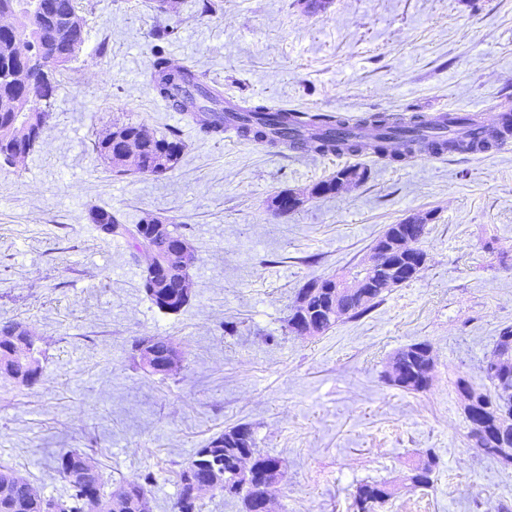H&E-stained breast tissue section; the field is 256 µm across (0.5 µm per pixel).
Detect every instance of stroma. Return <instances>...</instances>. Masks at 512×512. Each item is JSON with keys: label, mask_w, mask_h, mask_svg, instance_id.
<instances>
[{"label": "stroma", "mask_w": 512, "mask_h": 512, "mask_svg": "<svg viewBox=\"0 0 512 512\" xmlns=\"http://www.w3.org/2000/svg\"><path fill=\"white\" fill-rule=\"evenodd\" d=\"M77 0L86 41L58 75L41 147L0 169V325L19 322L41 352L42 380L0 376V466L45 496L67 484L56 457L86 454L108 487L155 479L151 512H175L178 474L224 428L251 424L286 477L271 512H357L363 483L395 488L382 512H497L512 506V466L473 448L457 377L483 383L500 330L512 325V137L477 154L320 156L240 138L211 139L153 90L155 52L240 102L353 118L368 112H464L493 121L512 100V0ZM179 132L166 177L118 176L92 150L113 122ZM347 166L364 181L313 187ZM305 194L296 211L268 199ZM98 205L129 222L182 225L194 250L185 311L158 310L121 240L102 239ZM428 218L420 277L362 316L303 337L287 327L312 278L368 261L388 225ZM237 328L234 335L225 325ZM143 336L185 352L166 376L135 366ZM426 341L427 390L383 373ZM433 485L405 476L422 454Z\"/></svg>", "instance_id": "stroma-1"}]
</instances>
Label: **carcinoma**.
<instances>
[{
	"label": "carcinoma",
	"instance_id": "1",
	"mask_svg": "<svg viewBox=\"0 0 512 512\" xmlns=\"http://www.w3.org/2000/svg\"><path fill=\"white\" fill-rule=\"evenodd\" d=\"M0 7L10 9L15 24L0 28V127L15 126V145H28V153L39 147L41 138H32L26 131V111L17 108L16 100L28 97V92L45 83L49 91H55L54 75L67 67L85 42V18L79 13L76 0H0ZM23 42L28 54L46 56L52 63H44L45 70L36 72L18 54L17 42ZM150 82L156 93L173 102L189 121H196L197 113L205 111L198 105L196 97L185 93L174 98V92L184 85L197 86L196 73L188 67L173 65L169 59L157 52L150 69ZM240 119L243 124L240 134L271 147L305 145L318 155L358 154L366 142L362 130L372 132L370 137L374 154L391 161L405 159L407 153H394L390 144L420 145L437 152L468 153L478 146L459 137L458 127L469 124L470 118L454 113L446 115L448 135L439 133L440 125L423 116L413 115L407 119H394L383 113H371L353 123L342 116L317 114L307 118L299 112H270L263 105L243 104ZM200 131L212 138L224 135V116L215 112L206 122L200 124ZM132 145L137 149L135 173L145 176L162 177L171 172L179 162L185 145L176 131L156 133L135 122L114 123L93 143V150L108 155ZM366 171L349 166L336 172L331 178L315 185L322 194L336 192V180L343 178L361 182ZM288 193L272 196L267 207L275 214H286L297 210L288 204ZM89 217L94 224H110L112 231L108 239H122L135 260L143 256V243L138 238L140 225L130 224L119 211L93 206ZM186 239L182 226L169 221L162 223L160 230L153 233L152 250L158 254L171 253L176 243ZM380 274H375V287L366 296L350 292L346 288L307 287L299 290L297 300L288 316V327L301 317L323 333L343 316L359 317L378 305L388 290L380 287ZM191 275L189 263L174 260L168 269L159 275L143 268L141 288L148 300L159 310L178 313L191 301ZM149 351L153 356L151 375H164V365L174 349V341L166 336L148 338ZM495 354L506 355L508 359L495 372L484 369L486 378L493 386L488 391L476 384L471 389L477 398L488 406L512 403V327L503 328L497 338ZM433 363L431 345L418 342L395 352L392 364L399 372L388 382L410 391H423L429 387L430 364ZM23 372V365L10 349L0 350V372ZM468 437L473 447L488 456H494L493 449L502 447L500 430L488 422L478 432L469 428ZM87 458L70 451L58 458L57 470L68 484L64 498L68 512H146V485L153 481L150 471L142 475V481L127 483L107 493L98 470L84 469ZM437 466L434 455L428 453L410 468L407 476L414 488H427L434 483L433 474ZM282 461L261 453L256 447L254 432L250 424L240 423L224 429L213 437L204 448L198 449L192 460L179 472V492L175 512H198L199 503L191 497L192 483L206 482L217 487V491L233 498H240L244 512H260L266 479H284ZM393 496L392 488L382 483H365L357 487L355 505L358 512H377ZM52 498L44 496L27 479L7 468H0V512H47Z\"/></svg>",
	"mask_w": 512,
	"mask_h": 512
}]
</instances>
